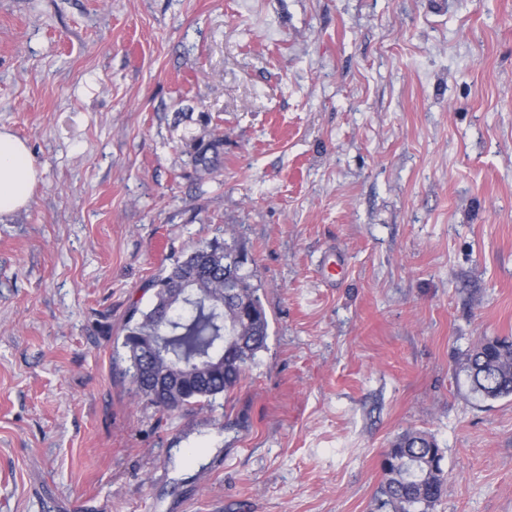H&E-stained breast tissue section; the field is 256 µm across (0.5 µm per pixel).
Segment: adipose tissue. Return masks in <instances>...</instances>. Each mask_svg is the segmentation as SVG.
Returning a JSON list of instances; mask_svg holds the SVG:
<instances>
[{
    "mask_svg": "<svg viewBox=\"0 0 512 512\" xmlns=\"http://www.w3.org/2000/svg\"><path fill=\"white\" fill-rule=\"evenodd\" d=\"M38 174V164L25 141L1 130L0 217L28 205Z\"/></svg>",
    "mask_w": 512,
    "mask_h": 512,
    "instance_id": "ef3b65f1",
    "label": "adipose tissue"
}]
</instances>
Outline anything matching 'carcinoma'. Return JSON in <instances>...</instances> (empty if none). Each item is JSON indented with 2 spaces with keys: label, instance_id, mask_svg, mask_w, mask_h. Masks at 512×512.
Returning <instances> with one entry per match:
<instances>
[{
  "label": "carcinoma",
  "instance_id": "cac0c4a2",
  "mask_svg": "<svg viewBox=\"0 0 512 512\" xmlns=\"http://www.w3.org/2000/svg\"><path fill=\"white\" fill-rule=\"evenodd\" d=\"M246 264L247 254L237 243L213 240L175 260L151 282L157 298L163 295L161 289L184 279L193 281V292L166 317L152 307L142 310L134 306L129 311L122 346L132 362L126 372L134 373L140 396L156 403L150 392L153 373L178 357L198 371L193 390L174 395L179 408L203 410L220 396L230 398L258 352L266 347L269 330L259 288L253 283L255 274ZM226 275L232 279L231 290L252 307L253 316L247 321L237 320L234 311L218 303ZM149 336L161 343L158 360L151 366L143 363L140 354V341ZM221 344L224 371L210 375L197 356ZM464 372L470 392L480 399L512 397V341L480 339L466 355ZM443 459L442 448L428 432L410 429L400 434L383 453L382 506L389 512H433L444 493Z\"/></svg>",
  "mask_w": 512,
  "mask_h": 512
}]
</instances>
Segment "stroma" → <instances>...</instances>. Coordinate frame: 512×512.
Here are the masks:
<instances>
[{
  "label": "stroma",
  "mask_w": 512,
  "mask_h": 512,
  "mask_svg": "<svg viewBox=\"0 0 512 512\" xmlns=\"http://www.w3.org/2000/svg\"><path fill=\"white\" fill-rule=\"evenodd\" d=\"M0 128L40 167L0 218V512H381L409 429L434 512H512V399L462 371L512 339V0H0ZM216 238L267 346L168 412L115 351ZM443 450L426 431L406 430L383 453L382 507L389 512H432L445 487Z\"/></svg>",
  "instance_id": "stroma-1"
}]
</instances>
